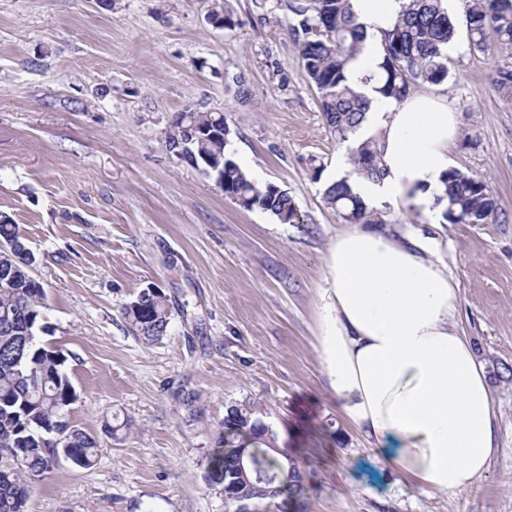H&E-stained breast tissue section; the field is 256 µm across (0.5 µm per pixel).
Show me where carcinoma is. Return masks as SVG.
Here are the masks:
<instances>
[{
	"instance_id": "obj_1",
	"label": "carcinoma",
	"mask_w": 512,
	"mask_h": 512,
	"mask_svg": "<svg viewBox=\"0 0 512 512\" xmlns=\"http://www.w3.org/2000/svg\"><path fill=\"white\" fill-rule=\"evenodd\" d=\"M299 16L292 28L302 66L308 81L318 90L325 125L336 136L346 138L362 125L370 102L347 83L346 67L359 52L365 37V25L352 13L349 0H300L290 6ZM498 41L512 47V0H467L466 31L469 48L487 47V30ZM456 26L443 0H407L395 24L383 31V58L379 71L370 79L379 84V93L395 101L410 94L414 79L437 84L448 76L447 50L456 38ZM226 117L222 110L189 109L175 115L169 133L182 139L198 156H206L225 165L228 191L245 208L260 209L285 224H298L300 217L288 191L269 185L263 193L255 191L247 172L227 152L221 138L200 140V128L221 130ZM351 174L369 180L384 176L377 142L365 140L351 157ZM443 194L448 200L443 218L449 224H484L496 210L494 196L482 178L458 169L441 177ZM323 199L327 206L354 224L372 223V212L352 192L349 177L326 186ZM17 225L0 217V512H24L30 495V477L47 471L53 463L40 438L46 428L67 412L76 400L75 388L63 371L66 356L56 348L25 341V334H36L40 327L45 291L29 269L21 248ZM121 316L132 334L145 342L161 339L167 332L171 311L167 297L156 294L148 308L121 307ZM218 432L216 446L207 465L208 481L224 484V472L237 461L242 449L252 457L255 469L265 476L241 491L260 503L268 491L291 498L304 491L303 478L292 461L270 449L275 441L259 426L252 408L231 406ZM73 463L91 467L97 442L80 428L70 427L66 435Z\"/></svg>"
}]
</instances>
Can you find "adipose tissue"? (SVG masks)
<instances>
[{"label":"adipose tissue","mask_w":512,"mask_h":512,"mask_svg":"<svg viewBox=\"0 0 512 512\" xmlns=\"http://www.w3.org/2000/svg\"><path fill=\"white\" fill-rule=\"evenodd\" d=\"M404 0H350L366 27L347 65L350 86L370 101L385 176L351 177L367 206L416 199L440 218V179L458 115L432 95L384 98L370 81L382 32ZM434 239L349 225L331 242L318 293L317 350L346 420L422 489H472L497 451V417L485 367L455 322L458 288Z\"/></svg>","instance_id":"obj_1"}]
</instances>
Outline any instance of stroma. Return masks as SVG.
I'll use <instances>...</instances> for the list:
<instances>
[{"label": "stroma", "instance_id": "obj_1", "mask_svg": "<svg viewBox=\"0 0 512 512\" xmlns=\"http://www.w3.org/2000/svg\"><path fill=\"white\" fill-rule=\"evenodd\" d=\"M288 2L224 0V30L211 0H0V214L36 258L37 343L67 356L69 418L97 441L92 467L61 458L33 477L26 512H229L206 468L232 405L256 407L306 487L260 512H512V97L494 84L512 47L470 51L465 0H449L448 77L411 89L457 112L449 158L488 182L496 217L433 228L410 200L375 209L437 239L499 423L475 488L427 492L349 425L316 348L325 256L347 225L323 191L360 139L326 129ZM187 109L223 110L228 152L287 190L302 225L243 209L168 151ZM149 286L171 322L146 344L121 307Z\"/></svg>", "mask_w": 512, "mask_h": 512}]
</instances>
